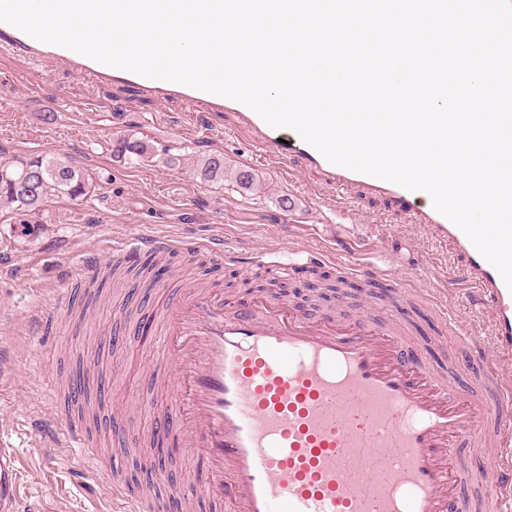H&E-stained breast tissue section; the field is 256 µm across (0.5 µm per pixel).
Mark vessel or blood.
I'll use <instances>...</instances> for the list:
<instances>
[{
	"label": "vessel or blood",
	"instance_id": "b4317fda",
	"mask_svg": "<svg viewBox=\"0 0 512 512\" xmlns=\"http://www.w3.org/2000/svg\"><path fill=\"white\" fill-rule=\"evenodd\" d=\"M0 47L24 60H60L83 77L129 82L163 101L236 113L256 148L317 170L337 190V204L356 188L390 199L461 258L465 286L490 313V343L457 333L464 356L448 369L383 323L310 317L272 298L234 303L210 289L169 297L160 308L168 358L161 378L173 391L151 405L154 431L166 445L197 449V479L155 497L101 470L124 512H184L193 499L226 512H470L462 489L473 482L484 488L485 512H512V289L426 192L333 164L305 141H284L233 99L99 63L5 22ZM172 246L141 239L121 259L134 265L143 251ZM472 373L477 385L463 384ZM53 423L52 447L79 449L98 464L83 426L63 410ZM477 454L490 459L479 470L471 464ZM17 486L14 453L2 447L0 512H19Z\"/></svg>",
	"mask_w": 512,
	"mask_h": 512
}]
</instances>
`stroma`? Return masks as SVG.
I'll return each instance as SVG.
<instances>
[{
  "label": "stroma",
  "mask_w": 512,
  "mask_h": 512,
  "mask_svg": "<svg viewBox=\"0 0 512 512\" xmlns=\"http://www.w3.org/2000/svg\"><path fill=\"white\" fill-rule=\"evenodd\" d=\"M124 137L148 143L151 161L114 156L115 142ZM214 153L224 156V179L206 182L198 169ZM39 154L68 156L83 169L90 192L78 201H52L33 237L21 236L19 215L0 204V441L18 460L21 512H113L111 496L90 477L78 449L31 446L34 427L53 411L45 387L78 355L97 360L112 391L100 411L101 464L126 472L136 448L149 442L153 419L130 395L160 403L168 397L153 380L162 364L155 283L132 279L111 288L109 304L89 305L87 282L75 273L92 261H112L141 234L185 241V248L156 257L178 292L203 283L241 299L242 284L256 289L272 277L273 252L283 246L310 256L283 276L290 288L314 270L336 275L356 269L354 284L374 283L383 295L362 298L357 308H336V315L387 319L389 296L398 293L401 328L445 367L460 353L437 304L446 305L464 331L489 329L487 311L462 294L460 259L390 201L357 189L350 211L340 214L335 192L315 172L296 160L265 158L233 113L197 112L177 99L161 101L122 83L81 77L56 60L31 65L0 52V162ZM246 167L256 181L243 189L235 174ZM285 198L290 207H282ZM213 240L250 257V264L214 261L203 247ZM133 304L140 316L125 320ZM37 308L50 316L33 333L25 321ZM114 416L133 422L128 451L118 456L108 434Z\"/></svg>",
  "instance_id": "1"
}]
</instances>
